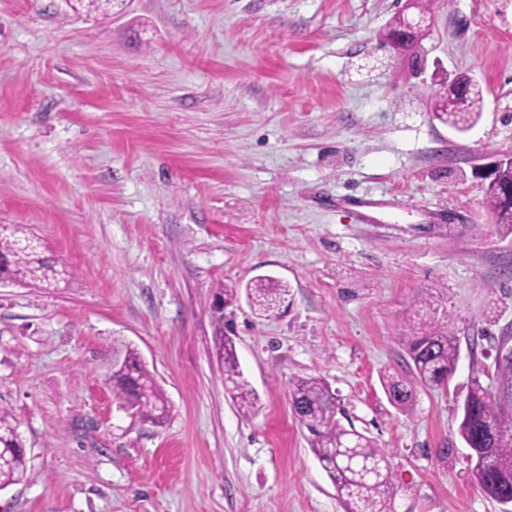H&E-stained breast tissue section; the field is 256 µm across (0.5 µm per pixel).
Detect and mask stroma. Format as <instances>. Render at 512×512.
I'll return each mask as SVG.
<instances>
[{
  "label": "stroma",
  "mask_w": 512,
  "mask_h": 512,
  "mask_svg": "<svg viewBox=\"0 0 512 512\" xmlns=\"http://www.w3.org/2000/svg\"><path fill=\"white\" fill-rule=\"evenodd\" d=\"M0 0V224L74 273L0 284V406L28 476L0 512H343L288 387L324 378L337 417L391 457L395 512H503L458 434L470 380L512 335V235L478 165L512 153V0ZM459 134L434 119L461 75ZM288 283L279 314L226 308L259 401L212 355L217 283ZM452 323L447 387L392 406L403 339ZM133 343L172 412L123 407L96 370ZM482 105V88L464 75L444 92L433 113L435 119L448 127L465 132L480 118Z\"/></svg>",
  "instance_id": "stroma-1"
}]
</instances>
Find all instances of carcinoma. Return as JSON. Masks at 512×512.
Masks as SVG:
<instances>
[{"mask_svg": "<svg viewBox=\"0 0 512 512\" xmlns=\"http://www.w3.org/2000/svg\"><path fill=\"white\" fill-rule=\"evenodd\" d=\"M483 93L468 76L446 90L436 104L435 119L459 132L472 128L481 115ZM512 183V166L501 165L489 181L486 201L495 224L512 234V210L503 206L499 189ZM71 275L40 250V243L19 225L0 224V281H12L51 288ZM245 294L253 314L275 315L288 284L274 278L249 281L244 291L222 284L215 296L224 306L238 302ZM504 338L496 349L497 391L483 386L480 378L471 380L462 406L458 428L461 439L471 449L473 475L479 488L502 503L512 501V345ZM213 354L224 370L225 389L241 410L252 409L258 397L245 379L232 337L224 331V312L213 314ZM410 359V377H384L385 393L391 404L407 411L417 389L445 388L460 359V342L451 324L427 325L404 338ZM104 383L114 396L131 405L137 415L153 423L169 415L165 393L154 375L141 361L139 351L122 342L112 349V362L106 366ZM292 412L307 432L312 454L327 473L344 512H393L392 469L387 454L375 441L355 428H346L336 418L337 398L321 377H298L290 382ZM26 451L11 412L0 408V490L24 480Z\"/></svg>", "mask_w": 512, "mask_h": 512, "instance_id": "cac0c4a2", "label": "carcinoma"}]
</instances>
